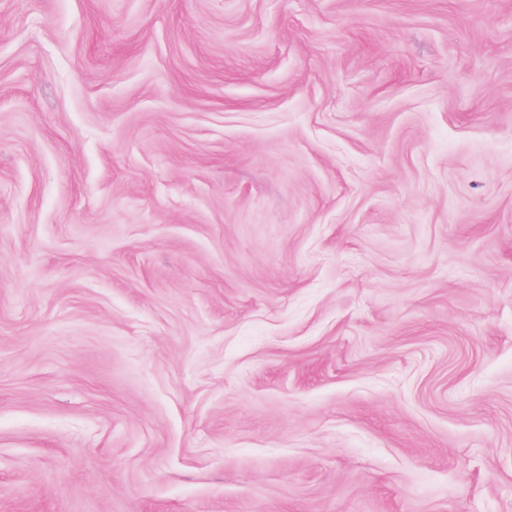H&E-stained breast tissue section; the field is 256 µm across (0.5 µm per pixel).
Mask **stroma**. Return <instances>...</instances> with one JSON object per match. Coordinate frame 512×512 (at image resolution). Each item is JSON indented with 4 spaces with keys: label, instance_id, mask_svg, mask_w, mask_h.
<instances>
[{
    "label": "stroma",
    "instance_id": "obj_1",
    "mask_svg": "<svg viewBox=\"0 0 512 512\" xmlns=\"http://www.w3.org/2000/svg\"><path fill=\"white\" fill-rule=\"evenodd\" d=\"M0 512H512V0H0Z\"/></svg>",
    "mask_w": 512,
    "mask_h": 512
}]
</instances>
